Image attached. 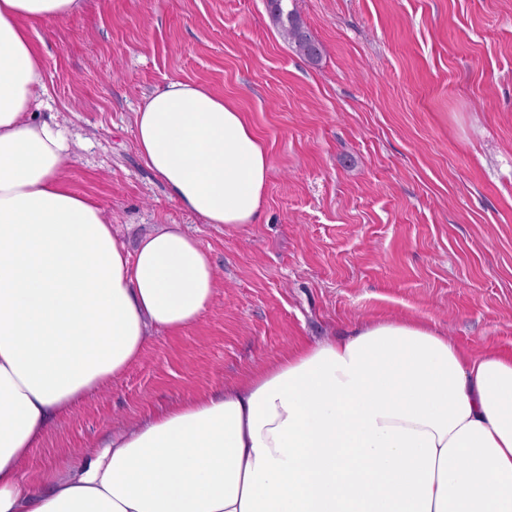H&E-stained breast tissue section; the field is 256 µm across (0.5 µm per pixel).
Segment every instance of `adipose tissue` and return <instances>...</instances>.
<instances>
[{
    "mask_svg": "<svg viewBox=\"0 0 512 512\" xmlns=\"http://www.w3.org/2000/svg\"><path fill=\"white\" fill-rule=\"evenodd\" d=\"M81 7L0 0V512H512V351L466 350L425 319L306 343L25 482L52 425L218 288L180 225L127 248L61 176L69 133L32 110L43 77L27 24ZM135 140L203 223L256 220L267 149L222 97L170 80Z\"/></svg>",
    "mask_w": 512,
    "mask_h": 512,
    "instance_id": "obj_1",
    "label": "adipose tissue"
}]
</instances>
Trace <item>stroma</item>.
<instances>
[{"label":"stroma","instance_id":"1","mask_svg":"<svg viewBox=\"0 0 512 512\" xmlns=\"http://www.w3.org/2000/svg\"><path fill=\"white\" fill-rule=\"evenodd\" d=\"M319 62L267 0H84L31 23L41 116L70 133L63 175L134 243L179 224L219 288L180 332L60 419L29 481L107 433L223 388L312 338L429 318L464 348L512 350V0H296ZM245 113L270 176L255 224L227 232L169 196L135 114L171 79ZM288 0H268V9L273 22L279 26L282 36L302 58L317 62L323 48L306 31L294 9L288 10L285 2Z\"/></svg>","mask_w":512,"mask_h":512}]
</instances>
